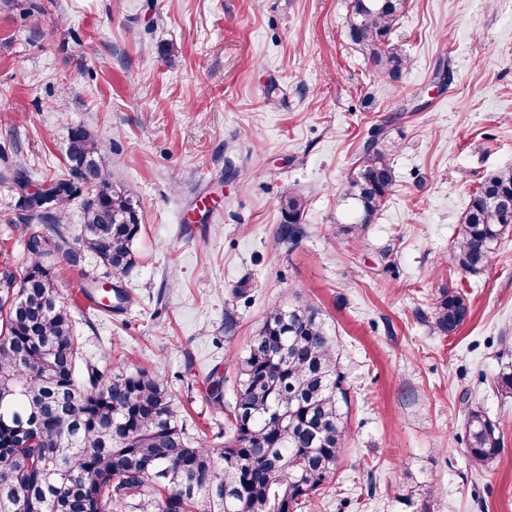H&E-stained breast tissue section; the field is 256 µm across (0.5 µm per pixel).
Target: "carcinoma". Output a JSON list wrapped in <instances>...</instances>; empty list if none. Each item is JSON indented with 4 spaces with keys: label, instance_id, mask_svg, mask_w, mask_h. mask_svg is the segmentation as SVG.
Listing matches in <instances>:
<instances>
[{
    "label": "carcinoma",
    "instance_id": "carcinoma-1",
    "mask_svg": "<svg viewBox=\"0 0 512 512\" xmlns=\"http://www.w3.org/2000/svg\"><path fill=\"white\" fill-rule=\"evenodd\" d=\"M405 0H351V41L394 79L409 60L392 43ZM104 143L90 129H71L67 174L45 193L27 196L29 259L17 276L0 274V512H302L336 473L348 444L347 372L338 340L322 311L296 298L273 304L244 353L233 360V402L224 442L190 437L167 381L120 363L79 370L80 343L71 309L57 285L59 258L78 252L61 227L64 212L82 201V249L117 277L135 263L141 230L139 204L112 186ZM357 175L346 186L350 222L340 236L372 222L394 185L386 154L371 140ZM306 198L281 199L288 223L280 239L303 236ZM53 225L52 234L31 223ZM512 231V168L487 177L464 213L453 262L466 274L483 273ZM88 280L83 294L122 304L117 284ZM98 301V300H96ZM110 312L112 304L98 301ZM469 316L458 291L442 285L434 326L457 332ZM467 453L484 466L503 443L497 424L478 409L466 421ZM149 462L152 468L144 470ZM429 492L408 484L402 512H430Z\"/></svg>",
    "mask_w": 512,
    "mask_h": 512
}]
</instances>
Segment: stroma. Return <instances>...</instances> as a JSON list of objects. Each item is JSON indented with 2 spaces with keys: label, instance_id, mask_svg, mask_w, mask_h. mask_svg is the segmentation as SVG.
Masks as SVG:
<instances>
[{
  "label": "stroma",
  "instance_id": "stroma-1",
  "mask_svg": "<svg viewBox=\"0 0 512 512\" xmlns=\"http://www.w3.org/2000/svg\"><path fill=\"white\" fill-rule=\"evenodd\" d=\"M349 3L0 0V167L50 183L72 128L103 140L113 185L143 211L130 300L104 313L80 294L104 273L89 253L58 286L84 361L120 348L168 379L194 437L223 432L232 390L210 382L268 306L298 295L349 369L348 445L313 512H398L412 475L431 512H512V395L495 385L512 361V235L482 274L451 263L471 195L512 167V0H406L396 80L349 40ZM374 138L394 186L360 234L337 236ZM291 190L307 199L295 247L279 240ZM25 215L0 182V270L25 267ZM443 284L470 305L450 336L430 317ZM473 407L503 438L485 467L466 452Z\"/></svg>",
  "mask_w": 512,
  "mask_h": 512
}]
</instances>
